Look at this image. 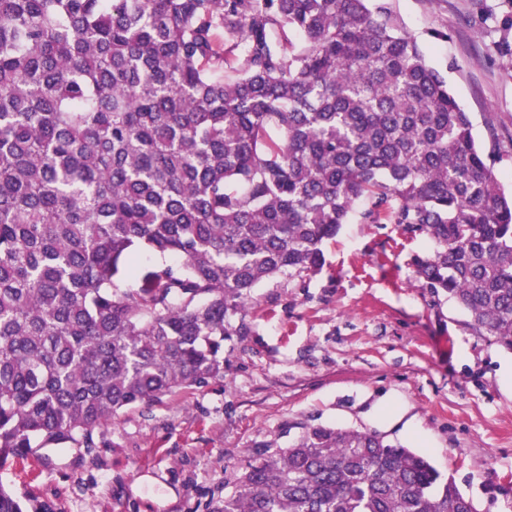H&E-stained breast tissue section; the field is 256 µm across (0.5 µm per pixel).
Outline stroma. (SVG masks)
I'll use <instances>...</instances> for the list:
<instances>
[{
	"instance_id": "1",
	"label": "stroma",
	"mask_w": 512,
	"mask_h": 512,
	"mask_svg": "<svg viewBox=\"0 0 512 512\" xmlns=\"http://www.w3.org/2000/svg\"><path fill=\"white\" fill-rule=\"evenodd\" d=\"M512 190V0H394ZM422 234L354 215L310 279L254 290L224 377L118 412L95 455L51 451L0 483L52 512H209L246 456L305 425L378 432L453 476L478 512H512V353L421 288Z\"/></svg>"
}]
</instances>
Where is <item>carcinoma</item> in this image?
I'll return each mask as SVG.
<instances>
[{"label": "carcinoma", "instance_id": "obj_1", "mask_svg": "<svg viewBox=\"0 0 512 512\" xmlns=\"http://www.w3.org/2000/svg\"><path fill=\"white\" fill-rule=\"evenodd\" d=\"M359 200L512 351V195L392 0H0V465L224 378L254 289L321 272ZM230 484L210 512H477L324 425ZM0 512L29 510L0 483Z\"/></svg>", "mask_w": 512, "mask_h": 512}]
</instances>
